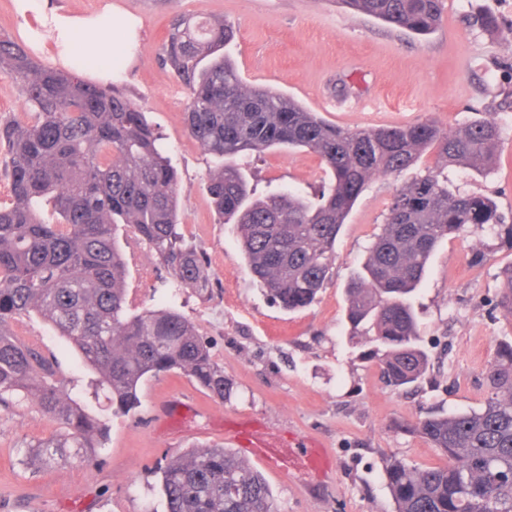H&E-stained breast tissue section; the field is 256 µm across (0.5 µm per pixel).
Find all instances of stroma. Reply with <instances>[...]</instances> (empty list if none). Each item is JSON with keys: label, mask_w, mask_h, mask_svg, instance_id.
<instances>
[{"label": "stroma", "mask_w": 512, "mask_h": 512, "mask_svg": "<svg viewBox=\"0 0 512 512\" xmlns=\"http://www.w3.org/2000/svg\"><path fill=\"white\" fill-rule=\"evenodd\" d=\"M141 23L136 63L120 85L157 128L179 175L182 222L201 225L209 287L181 289L176 307L196 327L233 384L227 401L211 398L188 376L171 372L148 380L137 414L125 415L87 388L92 370L56 334L42 351L56 359L59 377L85 409L104 420L107 440L91 464L25 463L28 447L58 439L63 430L33 397L0 409V512H165L155 470L193 447H231L230 437L256 427L282 462L289 435L309 436L327 451L333 477L311 485L307 475L280 477L260 458L249 464L268 482L278 512H394L385 486L387 459L426 469L444 457L407 425L435 412L483 407L494 395L487 379L501 341L512 342V316L500 306L502 274L512 246L490 231L440 242L415 302L421 348L429 357L423 379L404 388L388 382L364 335L345 321V289L366 246L384 223L394 195L434 168L423 153L397 175L372 178L336 241L332 275L310 307L287 312L252 281L240 254L238 230L220 224L207 192L213 165L185 126V89L159 61L177 14L226 21L236 29L229 47L243 81L293 97L325 120L350 129L435 122L450 132L483 117L502 126V144L481 175L448 171L453 192L491 197L512 224V0H443L442 21L418 36L338 4L337 0H112ZM491 15L495 27L481 26ZM257 194L291 188L307 197L325 178L311 150L270 149L238 157ZM145 285L128 270L130 311L163 306L161 281ZM191 414L165 426L154 410L178 395Z\"/></svg>", "instance_id": "obj_1"}]
</instances>
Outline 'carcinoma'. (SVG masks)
I'll return each mask as SVG.
<instances>
[{"instance_id":"1","label":"carcinoma","mask_w":512,"mask_h":512,"mask_svg":"<svg viewBox=\"0 0 512 512\" xmlns=\"http://www.w3.org/2000/svg\"><path fill=\"white\" fill-rule=\"evenodd\" d=\"M353 9L426 35L442 0H344ZM230 23L178 14L161 59L188 91L186 127L215 160L207 191L221 224L237 226L253 279L288 311L313 304L330 278L341 227L371 178L398 174L436 148L444 167L481 170L501 142L490 118L447 133L433 122L349 130L295 100L247 87L224 46ZM0 75L14 80L29 120L0 122L10 198L0 202V406L32 395L66 435L36 445L44 461L86 464L106 426L85 413L57 381L55 364L19 341L11 324L37 312L96 374L94 394L115 411L141 407L149 378L180 371L213 398L231 383L193 324L174 307L127 312L125 259L116 228L125 224L172 271L173 287H209L206 258L177 232V172L146 112L121 90H107L37 63L22 43L0 36ZM274 146L308 148L329 174L317 201L292 189L251 198L230 159ZM487 228L512 243L487 197L454 194L432 171L394 196L384 224L346 288L345 319L373 332L374 353L396 388L421 379L412 297L437 244ZM495 390L483 408L418 419L407 431L446 459L419 469L387 461L395 512H512V343L499 345L488 369ZM166 512H278L264 477L228 448H192L156 471Z\"/></svg>"}]
</instances>
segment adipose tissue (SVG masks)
Instances as JSON below:
<instances>
[{
	"label": "adipose tissue",
	"instance_id": "ef3b65f1",
	"mask_svg": "<svg viewBox=\"0 0 512 512\" xmlns=\"http://www.w3.org/2000/svg\"><path fill=\"white\" fill-rule=\"evenodd\" d=\"M20 17L36 15L39 27H26L23 36L31 46L53 40L55 64L76 68L93 80L109 84L120 80L132 65L140 41V24L102 0L93 12L73 14L53 6L49 0H12Z\"/></svg>",
	"mask_w": 512,
	"mask_h": 512
}]
</instances>
